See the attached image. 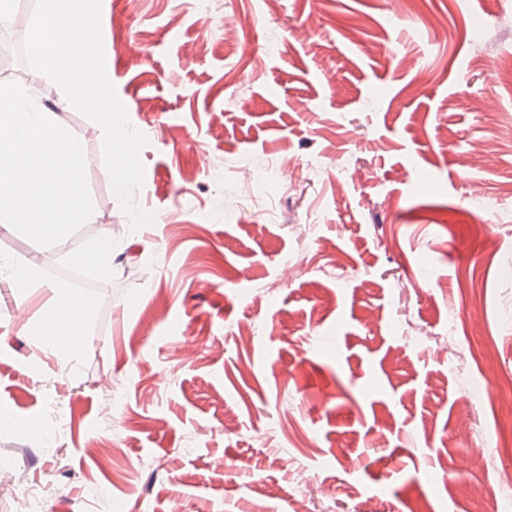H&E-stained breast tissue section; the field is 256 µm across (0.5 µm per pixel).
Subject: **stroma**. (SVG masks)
<instances>
[{"label": "stroma", "instance_id": "stroma-1", "mask_svg": "<svg viewBox=\"0 0 512 512\" xmlns=\"http://www.w3.org/2000/svg\"><path fill=\"white\" fill-rule=\"evenodd\" d=\"M198 6L128 0L118 29L100 0L154 225L131 231L72 107L93 221L55 246L0 229V257L90 280L65 291L73 368L47 344L35 371L51 294L0 277V464L46 512H512L465 491L494 483L512 420V154L471 155L512 138V0ZM279 157L290 192L243 207L232 170ZM107 234L111 274L82 268Z\"/></svg>", "mask_w": 512, "mask_h": 512}]
</instances>
